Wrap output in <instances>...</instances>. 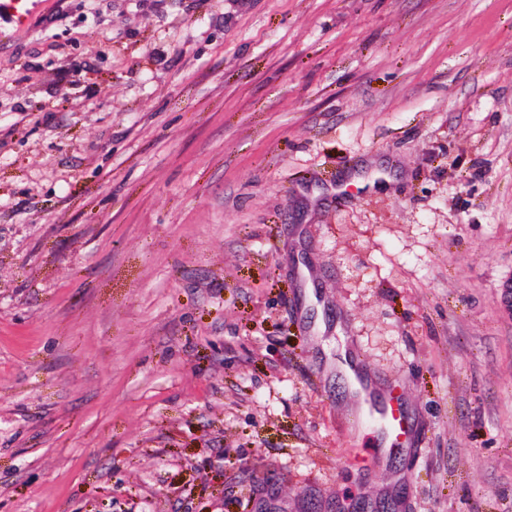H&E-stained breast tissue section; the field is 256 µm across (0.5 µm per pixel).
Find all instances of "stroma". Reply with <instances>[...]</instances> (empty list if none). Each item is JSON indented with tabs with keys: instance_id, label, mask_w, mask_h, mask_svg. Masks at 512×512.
I'll return each instance as SVG.
<instances>
[{
	"instance_id": "obj_1",
	"label": "stroma",
	"mask_w": 512,
	"mask_h": 512,
	"mask_svg": "<svg viewBox=\"0 0 512 512\" xmlns=\"http://www.w3.org/2000/svg\"><path fill=\"white\" fill-rule=\"evenodd\" d=\"M18 9L0 512H512V0ZM345 387L358 404L354 415L356 424L377 437V448L392 454L410 450L414 444L415 430L401 393L388 388L379 396L373 393L374 385L359 371H355L356 385L342 372ZM378 409L373 410V402Z\"/></svg>"
}]
</instances>
